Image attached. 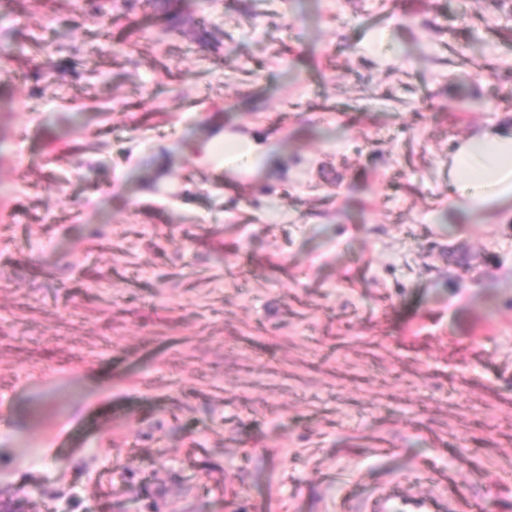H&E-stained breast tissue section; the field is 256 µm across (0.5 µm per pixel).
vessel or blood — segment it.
Masks as SVG:
<instances>
[{
	"instance_id": "1",
	"label": "vessel or blood",
	"mask_w": 512,
	"mask_h": 512,
	"mask_svg": "<svg viewBox=\"0 0 512 512\" xmlns=\"http://www.w3.org/2000/svg\"><path fill=\"white\" fill-rule=\"evenodd\" d=\"M443 496L417 493L405 474H392L389 481L372 490L354 489L342 500V512H438Z\"/></svg>"
}]
</instances>
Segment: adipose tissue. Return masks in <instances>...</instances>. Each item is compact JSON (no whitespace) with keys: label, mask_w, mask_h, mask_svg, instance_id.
<instances>
[{"label":"adipose tissue","mask_w":512,"mask_h":512,"mask_svg":"<svg viewBox=\"0 0 512 512\" xmlns=\"http://www.w3.org/2000/svg\"><path fill=\"white\" fill-rule=\"evenodd\" d=\"M450 183L459 203L487 209L512 200V132L490 128L457 147Z\"/></svg>","instance_id":"ef3b65f1"}]
</instances>
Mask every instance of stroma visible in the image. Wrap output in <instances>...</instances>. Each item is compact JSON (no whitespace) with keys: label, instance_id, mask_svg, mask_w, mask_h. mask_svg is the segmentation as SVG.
Returning a JSON list of instances; mask_svg holds the SVG:
<instances>
[{"label":"stroma","instance_id":"obj_1","mask_svg":"<svg viewBox=\"0 0 512 512\" xmlns=\"http://www.w3.org/2000/svg\"><path fill=\"white\" fill-rule=\"evenodd\" d=\"M487 127L512 0H0V512H512V202L448 179ZM241 146L245 147V151ZM221 150H224L225 157L232 161L241 162L243 168L247 170L264 161L268 155L265 146L260 148L253 142L226 136L224 140L216 142L211 147V155L220 154ZM409 476L394 473L389 481L372 490L360 486L342 499V512H437L444 492L416 493L409 486Z\"/></svg>","mask_w":512,"mask_h":512}]
</instances>
